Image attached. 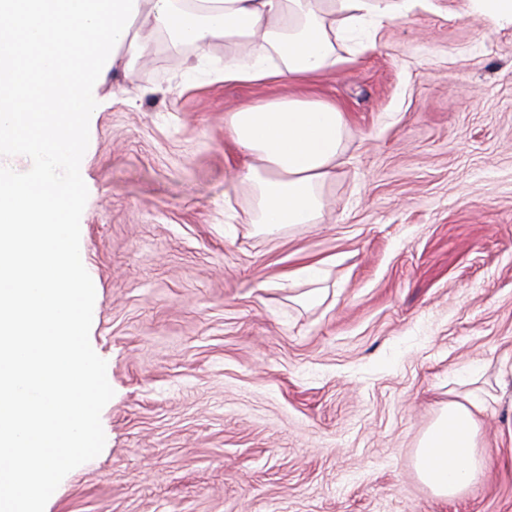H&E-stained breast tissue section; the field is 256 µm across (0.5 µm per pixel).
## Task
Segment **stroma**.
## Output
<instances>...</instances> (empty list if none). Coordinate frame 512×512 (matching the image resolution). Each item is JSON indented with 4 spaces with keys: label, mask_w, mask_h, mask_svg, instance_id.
Here are the masks:
<instances>
[{
    "label": "stroma",
    "mask_w": 512,
    "mask_h": 512,
    "mask_svg": "<svg viewBox=\"0 0 512 512\" xmlns=\"http://www.w3.org/2000/svg\"><path fill=\"white\" fill-rule=\"evenodd\" d=\"M463 9L413 6L316 84L348 150L319 223L274 236L224 120L280 88L183 89L221 39L159 35L111 71L74 217L108 396L43 512H512V24ZM466 392L489 467L445 501L415 455Z\"/></svg>",
    "instance_id": "1"
}]
</instances>
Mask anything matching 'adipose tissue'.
Listing matches in <instances>:
<instances>
[{"label": "adipose tissue", "instance_id": "1", "mask_svg": "<svg viewBox=\"0 0 512 512\" xmlns=\"http://www.w3.org/2000/svg\"><path fill=\"white\" fill-rule=\"evenodd\" d=\"M407 0H0V397L29 394L0 411V498L38 512L44 481L76 447L68 429L95 430L90 401L103 400L100 367L79 337L85 316L68 318L86 296L70 214L85 120L111 69L143 41L173 45L221 38L237 55L213 69L192 64L191 88L216 84L293 87L247 104L226 121L244 157L238 178L253 183L258 221L275 233L315 223L324 191L347 149L348 121L313 85L342 64V42L375 47L377 31ZM58 426L47 440L46 401ZM476 397L448 401L416 453L422 481L440 499L482 482Z\"/></svg>", "mask_w": 512, "mask_h": 512}]
</instances>
